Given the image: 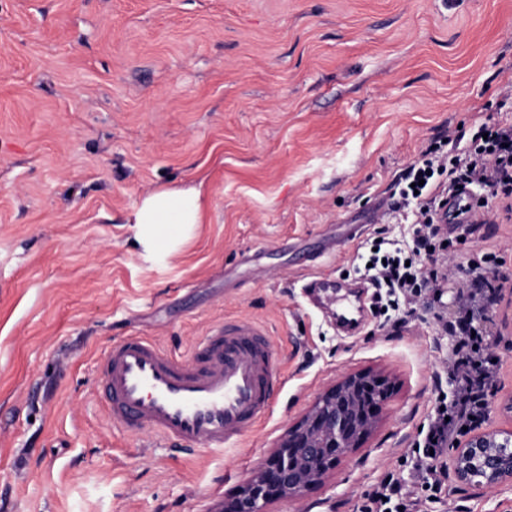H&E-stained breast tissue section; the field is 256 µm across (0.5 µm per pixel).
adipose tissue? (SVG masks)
<instances>
[{"instance_id": "adipose-tissue-1", "label": "adipose tissue", "mask_w": 512, "mask_h": 512, "mask_svg": "<svg viewBox=\"0 0 512 512\" xmlns=\"http://www.w3.org/2000/svg\"><path fill=\"white\" fill-rule=\"evenodd\" d=\"M202 221L199 187L147 194L134 212L135 238L145 250L176 244Z\"/></svg>"}]
</instances>
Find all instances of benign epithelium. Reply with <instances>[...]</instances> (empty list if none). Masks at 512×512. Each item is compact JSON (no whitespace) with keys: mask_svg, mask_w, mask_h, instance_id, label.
Returning <instances> with one entry per match:
<instances>
[{"mask_svg":"<svg viewBox=\"0 0 512 512\" xmlns=\"http://www.w3.org/2000/svg\"><path fill=\"white\" fill-rule=\"evenodd\" d=\"M391 379L371 370L345 374L321 393L222 512H266L275 499H296L361 447L393 394ZM456 481L479 488L512 486V428L488 425L453 446Z\"/></svg>","mask_w":512,"mask_h":512,"instance_id":"obj_1","label":"benign epithelium"}]
</instances>
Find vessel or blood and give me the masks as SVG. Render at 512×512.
Here are the masks:
<instances>
[{"instance_id": "vessel-or-blood-1", "label": "vessel or blood", "mask_w": 512, "mask_h": 512, "mask_svg": "<svg viewBox=\"0 0 512 512\" xmlns=\"http://www.w3.org/2000/svg\"><path fill=\"white\" fill-rule=\"evenodd\" d=\"M98 397L113 423L191 452L237 441L267 417L279 382L273 343L247 318L213 327L186 355L142 336L114 342L99 365Z\"/></svg>"}]
</instances>
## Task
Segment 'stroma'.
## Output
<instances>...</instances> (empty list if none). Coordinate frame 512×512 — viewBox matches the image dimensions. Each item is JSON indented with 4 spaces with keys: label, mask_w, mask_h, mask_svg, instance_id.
Returning <instances> with one entry per match:
<instances>
[{
    "label": "stroma",
    "mask_w": 512,
    "mask_h": 512,
    "mask_svg": "<svg viewBox=\"0 0 512 512\" xmlns=\"http://www.w3.org/2000/svg\"><path fill=\"white\" fill-rule=\"evenodd\" d=\"M512 120V0H0V512H215L348 371L395 390L361 448L268 512H359L406 462L455 339L427 312L359 332L305 277L355 286L409 224L377 203L428 144ZM205 179L203 221L162 257L133 244L148 193ZM448 216L458 255L512 254V222ZM272 337L271 414L221 451L111 424L97 365L145 336L189 354L225 319ZM512 394V299L492 313ZM423 512H512L448 481Z\"/></svg>",
    "instance_id": "stroma-1"
}]
</instances>
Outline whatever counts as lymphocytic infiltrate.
<instances>
[{
  "mask_svg": "<svg viewBox=\"0 0 512 512\" xmlns=\"http://www.w3.org/2000/svg\"><path fill=\"white\" fill-rule=\"evenodd\" d=\"M448 142L461 145V152L442 157L437 147L427 146L395 182L396 209H416L412 248L406 250L379 237L365 257L375 302H386L400 312L393 323L397 331L408 324L417 301L440 294L448 281V234L435 217L449 194L463 186L480 187L495 202L497 212L512 220V123L483 124L471 136L460 129L449 134ZM500 258V252L482 250L467 259L473 280L465 291L460 316L451 320L442 312L434 314L439 332L456 338L448 365L453 391L439 393L415 442L412 456L425 472L423 481L412 489L395 474H387L364 492L361 512H420L423 503L440 501L448 476L444 451L455 435L483 421L487 392L497 383L487 322L506 283L498 275Z\"/></svg>",
  "mask_w": 512,
  "mask_h": 512,
  "instance_id": "f902f5d3",
  "label": "lymphocytic infiltrate"
}]
</instances>
